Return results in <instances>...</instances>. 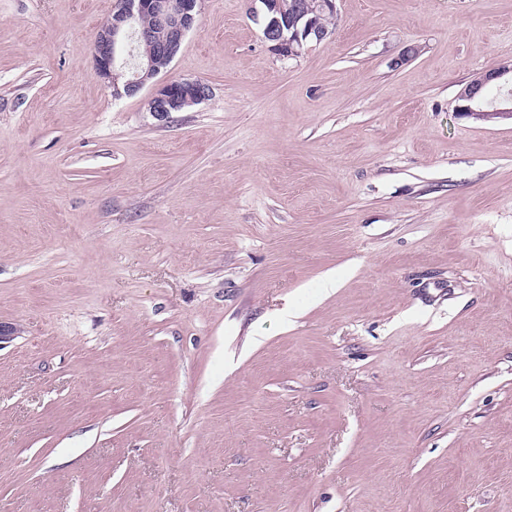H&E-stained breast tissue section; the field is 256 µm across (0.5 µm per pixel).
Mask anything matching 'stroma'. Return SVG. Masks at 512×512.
<instances>
[{
  "mask_svg": "<svg viewBox=\"0 0 512 512\" xmlns=\"http://www.w3.org/2000/svg\"><path fill=\"white\" fill-rule=\"evenodd\" d=\"M114 5L0 0V512H512V0H204L162 118ZM308 2V1H306ZM299 0H262L266 9L263 36L269 48L282 57L298 56L310 40L320 41L332 33L317 21L318 13ZM510 74V79L508 75ZM482 75L474 78L471 82L473 84L480 83ZM512 83V69L505 66L486 71L483 74V80L479 85L468 84L460 95L463 104L459 107V112L464 113L466 116H473L476 119H487L488 117L496 118H511L512 119V100L509 96H504L503 99L495 105L492 112L483 110L486 106L484 97V88L489 84H498L504 86ZM510 103V107L508 104ZM212 95L208 84L198 80L167 79L160 83L148 101L149 111L161 118L169 112H182Z\"/></svg>",
  "mask_w": 512,
  "mask_h": 512,
  "instance_id": "obj_1",
  "label": "stroma"
}]
</instances>
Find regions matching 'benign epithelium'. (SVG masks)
<instances>
[{
  "label": "benign epithelium",
  "mask_w": 512,
  "mask_h": 512,
  "mask_svg": "<svg viewBox=\"0 0 512 512\" xmlns=\"http://www.w3.org/2000/svg\"><path fill=\"white\" fill-rule=\"evenodd\" d=\"M202 0H118L117 10L103 24L94 40V60L98 75L112 87L115 98L140 91L162 68L170 65L184 38L196 23ZM266 9L263 36L269 48L282 57L297 56L310 40L320 41L331 34L311 13L336 14V0H318L315 9L304 0H262ZM148 15L155 26L145 30L139 20ZM154 47L146 59L135 57L134 42ZM124 84H118L120 78ZM512 83V69L505 66L486 71L479 85H467L460 95L459 111L476 119L511 118L512 98L504 96L493 111H485L484 88ZM212 95L208 84L198 80L167 79L160 83L148 101L149 111L160 117L182 112Z\"/></svg>",
  "instance_id": "7a95c632"
}]
</instances>
